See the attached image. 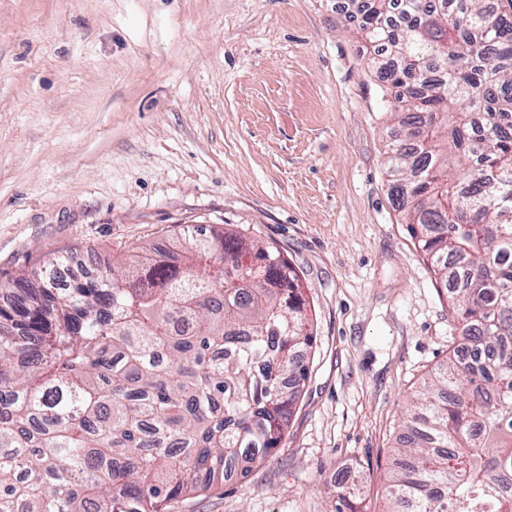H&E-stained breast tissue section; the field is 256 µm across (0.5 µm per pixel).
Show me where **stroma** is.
Masks as SVG:
<instances>
[{
	"label": "stroma",
	"mask_w": 512,
	"mask_h": 512,
	"mask_svg": "<svg viewBox=\"0 0 512 512\" xmlns=\"http://www.w3.org/2000/svg\"><path fill=\"white\" fill-rule=\"evenodd\" d=\"M349 0H0V279L111 265L182 225L277 247L313 314L282 441L175 512H387L401 412L455 332L388 194L389 122ZM349 479L344 481H337L333 485L337 489V497L339 504L336 505V512H345L340 508V505L350 509L349 512H366L356 511L353 504L361 503V493L359 486L353 480L352 485L345 486Z\"/></svg>",
	"instance_id": "35a3bbf8"
}]
</instances>
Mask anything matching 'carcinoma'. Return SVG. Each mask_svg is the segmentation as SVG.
<instances>
[{
  "instance_id": "1",
  "label": "carcinoma",
  "mask_w": 512,
  "mask_h": 512,
  "mask_svg": "<svg viewBox=\"0 0 512 512\" xmlns=\"http://www.w3.org/2000/svg\"><path fill=\"white\" fill-rule=\"evenodd\" d=\"M391 96L390 193L460 343L407 407L389 512H512V15L364 0ZM178 252L0 292V512H170L283 437L315 337L275 246L195 225ZM356 512L357 484H334Z\"/></svg>"
}]
</instances>
